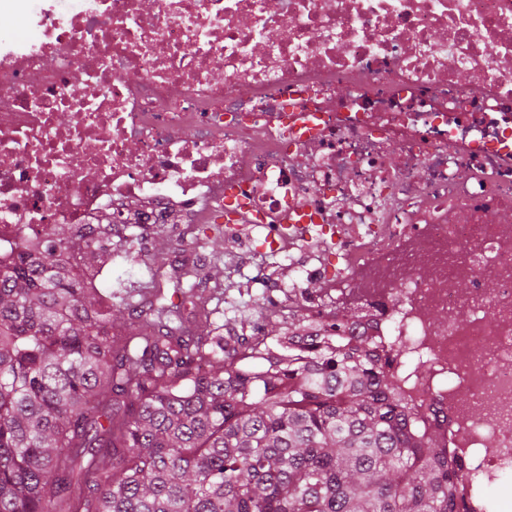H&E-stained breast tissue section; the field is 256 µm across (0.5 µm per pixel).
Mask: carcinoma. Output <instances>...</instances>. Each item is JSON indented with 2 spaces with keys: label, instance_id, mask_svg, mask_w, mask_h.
I'll return each instance as SVG.
<instances>
[{
  "label": "carcinoma",
  "instance_id": "cac0c4a2",
  "mask_svg": "<svg viewBox=\"0 0 512 512\" xmlns=\"http://www.w3.org/2000/svg\"><path fill=\"white\" fill-rule=\"evenodd\" d=\"M138 217L56 224L0 261V512H469L377 342L346 334L350 307L322 330L288 297L273 347L224 338L184 265L155 266L137 300L99 288L190 223Z\"/></svg>",
  "mask_w": 512,
  "mask_h": 512
}]
</instances>
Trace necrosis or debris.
Segmentation results:
<instances>
[{
	"instance_id": "obj_1",
	"label": "necrosis or debris",
	"mask_w": 512,
	"mask_h": 512,
	"mask_svg": "<svg viewBox=\"0 0 512 512\" xmlns=\"http://www.w3.org/2000/svg\"><path fill=\"white\" fill-rule=\"evenodd\" d=\"M0 259L57 224L251 209L352 303L463 467L512 473V0H0Z\"/></svg>"
}]
</instances>
